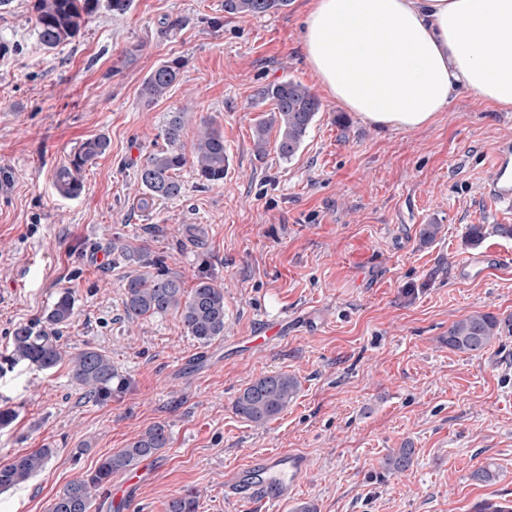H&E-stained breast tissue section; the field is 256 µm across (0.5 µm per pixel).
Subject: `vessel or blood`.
Wrapping results in <instances>:
<instances>
[{"label": "vessel or blood", "instance_id": "vessel-or-blood-1", "mask_svg": "<svg viewBox=\"0 0 512 512\" xmlns=\"http://www.w3.org/2000/svg\"><path fill=\"white\" fill-rule=\"evenodd\" d=\"M483 194L491 203L512 208V140L491 149ZM307 474V460L297 452L256 456L224 476V496L240 503L258 501L269 508L293 499Z\"/></svg>", "mask_w": 512, "mask_h": 512}]
</instances>
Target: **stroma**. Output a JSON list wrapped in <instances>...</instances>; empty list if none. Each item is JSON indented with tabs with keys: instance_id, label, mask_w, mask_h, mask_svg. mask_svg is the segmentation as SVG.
Listing matches in <instances>:
<instances>
[{
	"instance_id": "35a3bbf8",
	"label": "stroma",
	"mask_w": 512,
	"mask_h": 512,
	"mask_svg": "<svg viewBox=\"0 0 512 512\" xmlns=\"http://www.w3.org/2000/svg\"><path fill=\"white\" fill-rule=\"evenodd\" d=\"M308 0L240 18L224 0H132L100 9L83 34L53 50L37 40L32 0H0V464L51 448L46 468L0 492V512H48L72 480L166 425L134 495L137 512H165L193 490L198 512H264L224 499V474L254 456L307 459L299 501L317 512H480L512 507V239L492 231L512 210L482 193L492 146L512 140V110L461 92L426 127L383 130L345 111L320 87L301 49ZM138 48L133 63L124 52ZM186 62L167 97L145 103V76L161 60ZM293 79L322 102L295 157L253 152L256 119L272 109L257 90ZM188 106L224 133L229 168L219 186L191 169L183 197L149 214L133 207L137 169L162 144L168 112ZM109 150L88 166L84 190L60 196L54 173L84 139ZM436 224L435 240L421 237ZM486 225L476 247L466 232ZM148 246L193 288L198 275L224 287V335L203 345L179 317L122 319L138 265L112 244ZM491 254L487 272H462ZM70 290L76 317L63 350H102L124 382L95 401L67 364L40 370L10 359L17 327L43 320ZM475 311L508 323L477 354L449 349L454 321ZM295 375L300 391L264 426L233 401L262 373ZM413 448L403 473L382 467ZM484 464L491 484L471 480Z\"/></svg>"
}]
</instances>
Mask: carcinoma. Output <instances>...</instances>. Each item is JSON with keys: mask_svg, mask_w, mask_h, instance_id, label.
<instances>
[{"mask_svg": "<svg viewBox=\"0 0 512 512\" xmlns=\"http://www.w3.org/2000/svg\"><path fill=\"white\" fill-rule=\"evenodd\" d=\"M101 0H33V30L39 43L55 49L74 41L99 10ZM288 6V0H224V12L238 17H261ZM184 59L168 58L159 63L144 79L141 96L147 102L167 96L180 79ZM260 98L271 101L273 108L254 125L253 146L263 157L267 153L271 132H276L280 157L290 160L300 150L322 104L312 89L300 81L287 80L268 85L259 91ZM187 109L168 113L161 135L164 146L149 154L138 169V191L134 206L143 213L154 210L156 202L177 199L185 193L179 173L192 169L202 185L224 182L228 155L224 133L211 121L202 122L194 140L184 142ZM110 146L104 134L85 139L70 154L68 163L55 173L57 192L66 198L78 197L84 188L86 167ZM117 258L151 267L153 271L128 278L124 289L123 318L134 324L141 319L163 316L170 312L179 316L187 334L207 345L224 335V288L211 277H197L195 287L187 292L180 277L169 271L164 258L153 257L148 248L117 245ZM75 299L69 290L61 291L39 327L21 326L12 340V360L51 369L63 359L59 329L74 317ZM505 321L490 312H473L448 327V348L459 352H480L501 335ZM71 379L80 385L88 398L105 400L112 397V382L117 373L111 358L102 351L87 347L68 355ZM299 391L298 379L286 372L262 373L254 378L235 398L233 408L241 418L265 425L277 418ZM170 444L164 424L150 426L127 447L105 457L87 477L71 482L55 496L49 512H91L96 491L112 481V476L132 470L142 460L154 456ZM53 454L51 448H38L0 465V491L19 486L42 471ZM414 449L396 448L386 455L387 471L403 472L412 465ZM165 512H197V493L187 491L172 497Z\"/></svg>", "mask_w": 512, "mask_h": 512, "instance_id": "carcinoma-1", "label": "carcinoma"}]
</instances>
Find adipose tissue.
Segmentation results:
<instances>
[{
  "mask_svg": "<svg viewBox=\"0 0 512 512\" xmlns=\"http://www.w3.org/2000/svg\"><path fill=\"white\" fill-rule=\"evenodd\" d=\"M320 86L382 129L431 123L461 90L512 109V0H309Z\"/></svg>",
  "mask_w": 512,
  "mask_h": 512,
  "instance_id": "obj_1",
  "label": "adipose tissue"
}]
</instances>
